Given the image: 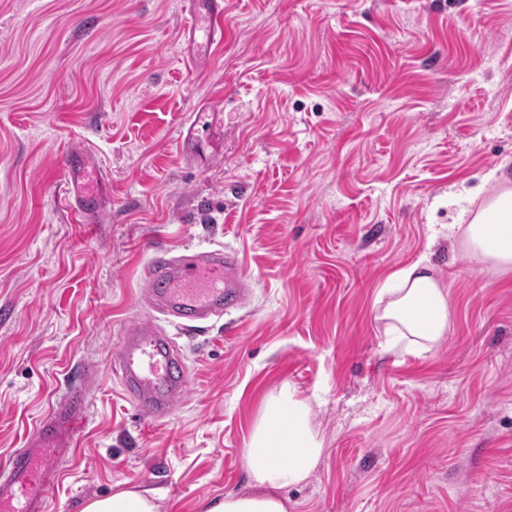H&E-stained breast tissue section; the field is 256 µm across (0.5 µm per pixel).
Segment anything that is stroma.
Returning a JSON list of instances; mask_svg holds the SVG:
<instances>
[{
  "label": "stroma",
  "instance_id": "stroma-1",
  "mask_svg": "<svg viewBox=\"0 0 512 512\" xmlns=\"http://www.w3.org/2000/svg\"><path fill=\"white\" fill-rule=\"evenodd\" d=\"M182 21V0H0V464L85 380L48 512L123 490L200 512L248 491L249 435L289 386L323 454L288 512H512V270L469 263L451 229L512 189V0H224L227 38L191 68ZM204 106L224 156L200 169L179 128ZM73 149L107 175L95 224L67 206ZM218 248L247 302L176 334L144 268ZM423 258L452 328L387 352L375 297ZM137 324L190 373L162 423L122 395Z\"/></svg>",
  "mask_w": 512,
  "mask_h": 512
}]
</instances>
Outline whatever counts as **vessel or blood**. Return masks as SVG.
Masks as SVG:
<instances>
[{
    "instance_id": "obj_1",
    "label": "vessel or blood",
    "mask_w": 512,
    "mask_h": 512,
    "mask_svg": "<svg viewBox=\"0 0 512 512\" xmlns=\"http://www.w3.org/2000/svg\"><path fill=\"white\" fill-rule=\"evenodd\" d=\"M183 34L197 51L210 53L224 42V0H184ZM217 112H199L179 129L184 152L198 166L223 156L224 136ZM66 194L78 223H93L104 202L105 173L85 153H67L61 166ZM151 306L184 332L202 329L242 306L247 280L237 255L230 251L188 252L156 256L145 270ZM118 364L122 391L144 422L169 418L174 403L186 394L190 374L174 341L149 326L125 334ZM90 412L87 382L69 386L51 412L39 421L24 447L0 465V512H46L47 498L61 467L73 453Z\"/></svg>"
}]
</instances>
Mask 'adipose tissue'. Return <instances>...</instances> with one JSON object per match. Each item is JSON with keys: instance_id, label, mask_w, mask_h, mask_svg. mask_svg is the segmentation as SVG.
<instances>
[{"instance_id": "1", "label": "adipose tissue", "mask_w": 512, "mask_h": 512, "mask_svg": "<svg viewBox=\"0 0 512 512\" xmlns=\"http://www.w3.org/2000/svg\"><path fill=\"white\" fill-rule=\"evenodd\" d=\"M458 230L466 259L512 269V190L490 196ZM374 313L386 349L417 355L434 350L452 322L448 294L426 260L395 273L380 288ZM309 413V404L293 388L269 398L244 450L250 491L226 495L207 504L204 512H287L284 491L302 484L323 453ZM82 512H159V505L154 495L122 491L87 502Z\"/></svg>"}]
</instances>
